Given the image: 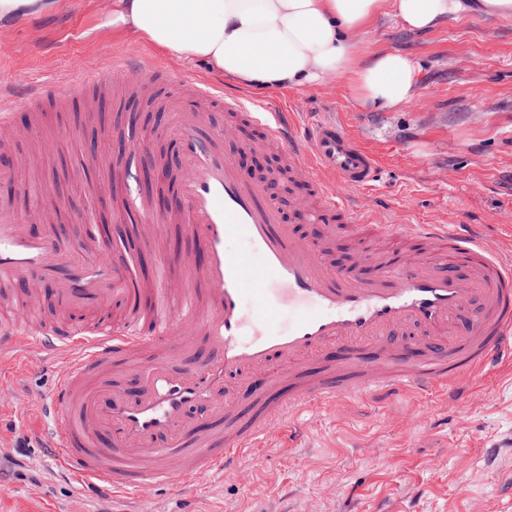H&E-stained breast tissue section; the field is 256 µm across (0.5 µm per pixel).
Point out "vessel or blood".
Instances as JSON below:
<instances>
[{"label": "vessel or blood", "instance_id": "1", "mask_svg": "<svg viewBox=\"0 0 512 512\" xmlns=\"http://www.w3.org/2000/svg\"><path fill=\"white\" fill-rule=\"evenodd\" d=\"M34 88L27 110L61 97ZM288 156L289 179L308 183L299 216L334 218L358 240H379L354 264L331 261L334 233L311 240L287 223L265 179L245 178L223 128L180 98L164 102L151 140L175 138L186 173L173 208L146 197L129 206L143 240L168 217L183 223L193 260H160L148 287L131 261L104 262L102 240L65 241L30 233L28 214L0 206V290L52 309L50 322L18 321L0 307V361L38 348L58 364L38 412L52 419L50 448L89 487L132 495L146 484L237 467L274 436L297 443L302 415L339 401L361 405L430 394L499 362H512V252L490 249L470 224H390L350 205L378 181L377 157L331 117L298 140L283 113L221 101ZM81 169L125 184L107 157ZM245 247L231 249L229 240ZM187 270L175 284L170 266ZM49 282L46 292L35 281ZM111 299L120 316L102 314ZM180 335H173V327Z\"/></svg>", "mask_w": 512, "mask_h": 512}]
</instances>
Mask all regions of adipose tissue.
I'll use <instances>...</instances> for the list:
<instances>
[{
    "instance_id": "1",
    "label": "adipose tissue",
    "mask_w": 512,
    "mask_h": 512,
    "mask_svg": "<svg viewBox=\"0 0 512 512\" xmlns=\"http://www.w3.org/2000/svg\"><path fill=\"white\" fill-rule=\"evenodd\" d=\"M469 8L512 16V0H112L104 24L251 91L345 76L360 103L384 111L411 100L418 68L397 51L361 58L355 32L381 14L428 31Z\"/></svg>"
}]
</instances>
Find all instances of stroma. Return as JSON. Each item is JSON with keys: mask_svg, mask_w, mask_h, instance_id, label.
Instances as JSON below:
<instances>
[{"mask_svg": "<svg viewBox=\"0 0 512 512\" xmlns=\"http://www.w3.org/2000/svg\"><path fill=\"white\" fill-rule=\"evenodd\" d=\"M108 6L69 0L61 13L0 28V104L28 86L67 85L124 56L161 62L169 90L195 102V81L208 78L207 67L102 27ZM354 38L366 51H398L415 61L410 103L391 111L365 107L340 75L310 88L256 92L253 100L277 104L303 125L320 113L336 117L376 155L381 180L356 193L360 208L395 224H479L491 244L512 249V17L466 13L417 32L381 15ZM146 81L144 72L127 71L92 97L69 96L41 133H16L9 150L14 184L0 203L23 212L40 203L66 238L111 221L110 190L103 183L89 188L80 160L94 152L141 171L132 144L163 119L138 92ZM133 111L141 117L134 128L126 123ZM72 200L84 201L82 220L72 219ZM113 230V261L193 251L179 223L163 225L148 248L127 225ZM0 373V512H512V364L465 376L452 399L438 391L362 411L311 409L299 446L275 438L252 450L238 471L201 473L190 489L150 485L129 498L92 492L44 448L45 422L32 404L53 387L51 363L7 360ZM411 415L413 430L404 426Z\"/></svg>", "mask_w": 512, "mask_h": 512, "instance_id": "1", "label": "stroma"}]
</instances>
